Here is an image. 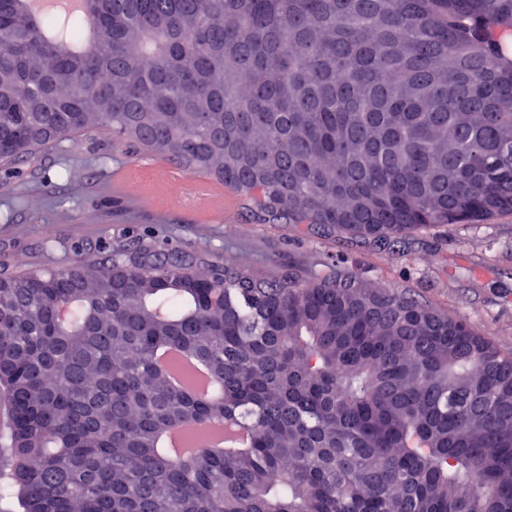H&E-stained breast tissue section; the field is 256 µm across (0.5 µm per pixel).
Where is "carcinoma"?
Instances as JSON below:
<instances>
[{
	"mask_svg": "<svg viewBox=\"0 0 512 512\" xmlns=\"http://www.w3.org/2000/svg\"><path fill=\"white\" fill-rule=\"evenodd\" d=\"M0 0V166L112 139L263 222L390 246L512 214V0ZM205 364L197 398L156 365ZM0 512H512V353L355 275L303 285L124 250L0 276ZM222 417L246 448L162 447Z\"/></svg>",
	"mask_w": 512,
	"mask_h": 512,
	"instance_id": "obj_1",
	"label": "carcinoma"
}]
</instances>
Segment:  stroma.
<instances>
[{
	"instance_id": "obj_1",
	"label": "stroma",
	"mask_w": 512,
	"mask_h": 512,
	"mask_svg": "<svg viewBox=\"0 0 512 512\" xmlns=\"http://www.w3.org/2000/svg\"><path fill=\"white\" fill-rule=\"evenodd\" d=\"M170 166L88 130L0 169V274L95 264L117 247L194 250L263 277L289 269L305 283L355 273L465 319L512 352V216L439 226L386 252L316 224L259 223L229 188L220 198L172 197Z\"/></svg>"
}]
</instances>
